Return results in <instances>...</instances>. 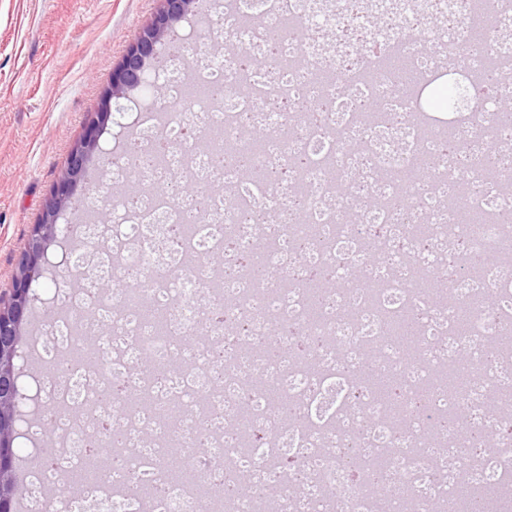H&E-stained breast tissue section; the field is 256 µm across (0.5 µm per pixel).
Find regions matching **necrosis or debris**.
I'll return each mask as SVG.
<instances>
[{
  "mask_svg": "<svg viewBox=\"0 0 512 512\" xmlns=\"http://www.w3.org/2000/svg\"><path fill=\"white\" fill-rule=\"evenodd\" d=\"M229 41L195 76L221 85L224 97L177 111L185 99V58L174 50L145 78L164 104L127 105L134 133L109 151L113 180H170L184 173L223 195L203 204L176 195L140 194L78 206L109 205L110 227L65 220L62 236L83 251L86 288L50 294L71 314L45 324L54 355L95 340L98 360L76 361L38 382L47 422L27 437L54 435L52 464L29 459L24 494L40 512L47 487L81 470L90 449L120 432V463L65 498L63 512H456L453 489L477 492L479 512H512V418L489 399L512 384V158L487 168L486 145L512 141L497 101L468 96L462 111L437 112L428 91L458 72L469 86L493 72L512 92V0H379L354 45L358 0H211ZM459 25L436 34L439 20ZM484 25L493 46H473ZM269 58L246 68L240 53ZM403 56L418 76L413 93L399 86L386 59ZM328 103L322 123L298 105ZM267 144L242 174L215 166L191 145L188 131L214 127L234 148L245 122ZM467 140H460V132ZM431 161L422 181L402 186L414 157ZM176 224L193 227L175 240ZM264 250L275 273L257 284L244 255ZM336 277L323 290L320 316H308V270ZM441 292L419 294L430 273ZM162 312L164 330L142 314ZM470 317L458 335L459 310ZM413 317L419 364H411L390 330ZM466 352L465 389L434 371ZM393 377L391 399L378 397L363 372ZM277 382L298 411L246 388L253 375ZM459 420L493 433L472 447L448 429ZM179 454L199 479L168 483L163 459ZM246 475L247 490L230 492Z\"/></svg>",
  "mask_w": 512,
  "mask_h": 512,
  "instance_id": "4bbe7bcc",
  "label": "necrosis or debris"
}]
</instances>
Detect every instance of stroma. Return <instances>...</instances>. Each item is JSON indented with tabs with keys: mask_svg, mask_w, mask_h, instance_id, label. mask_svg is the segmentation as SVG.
<instances>
[{
	"mask_svg": "<svg viewBox=\"0 0 512 512\" xmlns=\"http://www.w3.org/2000/svg\"><path fill=\"white\" fill-rule=\"evenodd\" d=\"M161 0H0V290L112 71Z\"/></svg>",
	"mask_w": 512,
	"mask_h": 512,
	"instance_id": "stroma-1",
	"label": "stroma"
}]
</instances>
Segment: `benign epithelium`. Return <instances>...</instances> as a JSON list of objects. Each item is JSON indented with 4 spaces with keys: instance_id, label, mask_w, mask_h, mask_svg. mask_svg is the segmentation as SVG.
Segmentation results:
<instances>
[{
    "instance_id": "7a95c632",
    "label": "benign epithelium",
    "mask_w": 512,
    "mask_h": 512,
    "mask_svg": "<svg viewBox=\"0 0 512 512\" xmlns=\"http://www.w3.org/2000/svg\"><path fill=\"white\" fill-rule=\"evenodd\" d=\"M194 4L195 0H163L161 11L128 46L100 98L96 119L70 152L40 221L32 227L7 298L0 299V512H12L14 441L19 407L25 399L15 359L23 326L37 300L35 288L44 273L46 244L57 236L59 213L69 208L77 183L100 153L98 129L111 119L112 103L142 85L147 64L156 58L157 44L192 12Z\"/></svg>"
}]
</instances>
